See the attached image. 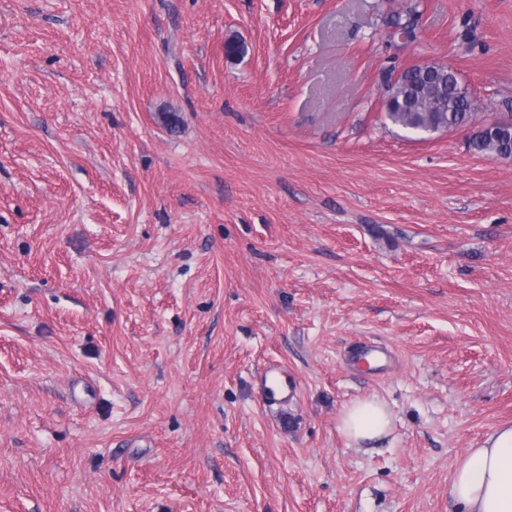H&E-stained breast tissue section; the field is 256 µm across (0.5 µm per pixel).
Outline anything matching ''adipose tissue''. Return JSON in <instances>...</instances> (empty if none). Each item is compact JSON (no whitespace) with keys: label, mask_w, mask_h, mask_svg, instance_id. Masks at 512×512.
<instances>
[{"label":"adipose tissue","mask_w":512,"mask_h":512,"mask_svg":"<svg viewBox=\"0 0 512 512\" xmlns=\"http://www.w3.org/2000/svg\"><path fill=\"white\" fill-rule=\"evenodd\" d=\"M390 426L385 403L369 398L345 407L338 429L360 444L381 439ZM450 493L461 512H512V425L494 428L468 450L451 476Z\"/></svg>","instance_id":"ef3b65f1"}]
</instances>
